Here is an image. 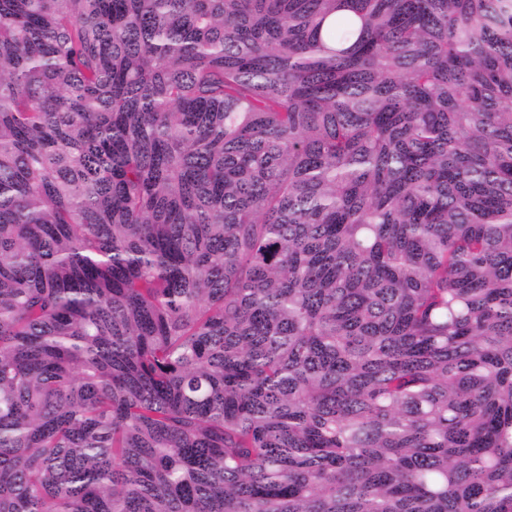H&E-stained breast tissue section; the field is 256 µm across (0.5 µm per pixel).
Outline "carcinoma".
I'll use <instances>...</instances> for the list:
<instances>
[{"label":"carcinoma","instance_id":"obj_1","mask_svg":"<svg viewBox=\"0 0 512 512\" xmlns=\"http://www.w3.org/2000/svg\"><path fill=\"white\" fill-rule=\"evenodd\" d=\"M0 512H512V0H0Z\"/></svg>","mask_w":512,"mask_h":512}]
</instances>
